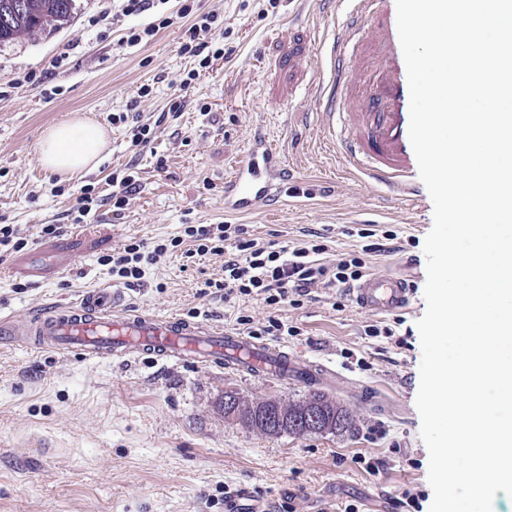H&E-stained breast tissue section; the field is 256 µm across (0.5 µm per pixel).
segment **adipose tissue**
<instances>
[{
	"instance_id": "1",
	"label": "adipose tissue",
	"mask_w": 512,
	"mask_h": 512,
	"mask_svg": "<svg viewBox=\"0 0 512 512\" xmlns=\"http://www.w3.org/2000/svg\"><path fill=\"white\" fill-rule=\"evenodd\" d=\"M107 146L108 134L101 124L75 115L45 129L37 156L49 172L71 176L97 166Z\"/></svg>"
}]
</instances>
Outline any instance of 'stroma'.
Listing matches in <instances>:
<instances>
[{
  "label": "stroma",
  "instance_id": "35a3bbf8",
  "mask_svg": "<svg viewBox=\"0 0 512 512\" xmlns=\"http://www.w3.org/2000/svg\"><path fill=\"white\" fill-rule=\"evenodd\" d=\"M216 11L230 55L194 82L177 120L145 151L133 152L127 126L113 115L136 109L155 120L177 97L176 84L197 61L184 55L172 26L134 47L117 48L123 29L142 27L181 5ZM115 0H75L67 21L0 45V223L35 231L59 224L47 249L69 253V270L50 278L9 271L0 260V316L28 319L90 288L111 287L102 260L131 239L180 235L187 224L247 225L262 242L293 246L305 231L325 234L333 253L365 254L371 271L409 281L407 311L357 309L333 288H316L281 317L296 336L255 335L309 361L328 397L358 419L353 436L263 435L225 418L224 393L250 401L298 399L300 381L240 374L195 361L125 360L44 351L29 343L0 347V512H224L226 497L248 492L264 512H406L415 497L429 512V456L416 408L422 350L417 321L426 311L425 238L433 206L410 210L384 187L342 168L322 139L316 115L288 116L318 62L316 0H165L112 23ZM150 87L140 96L141 87ZM207 111H200V104ZM85 114L107 128L109 151L93 171L68 178L45 170L36 153L46 127ZM262 123L302 197H281L249 214L224 210V179ZM136 164L140 187L121 214L104 205L75 222L84 186L108 197L112 172ZM57 184L59 196L47 193ZM393 230L386 251L366 253L360 229ZM224 259L171 252L149 266L141 286L125 289L132 313L197 319L239 330V317L262 322V301L202 294L224 277ZM375 324L388 336H368ZM379 461L367 472L360 457Z\"/></svg>",
  "mask_w": 512,
  "mask_h": 512
}]
</instances>
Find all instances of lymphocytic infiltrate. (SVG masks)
Here are the masks:
<instances>
[{
  "label": "lymphocytic infiltrate",
  "instance_id": "f902f5d3",
  "mask_svg": "<svg viewBox=\"0 0 512 512\" xmlns=\"http://www.w3.org/2000/svg\"><path fill=\"white\" fill-rule=\"evenodd\" d=\"M190 19L188 39L181 53L194 57L199 67H209L214 58L223 56L224 30L217 24L218 15L208 12L192 16L190 6L177 14L162 17L144 28H129L118 44L133 47L152 37L159 29ZM184 249L186 257L213 255L224 259V278L214 281V288L224 291L225 299L253 296L270 308L299 306L302 298L315 288H347L367 273V263L355 252L337 256L335 262H324L328 251L325 237L310 232L300 245L288 248L262 243L252 238L245 225L188 224L181 235L167 240L146 242L134 240L106 257L112 283L133 288L140 284L147 266L175 249Z\"/></svg>",
  "mask_w": 512,
  "mask_h": 512
}]
</instances>
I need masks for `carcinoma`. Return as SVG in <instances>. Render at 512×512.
Segmentation results:
<instances>
[{"label": "carcinoma", "instance_id": "cac0c4a2", "mask_svg": "<svg viewBox=\"0 0 512 512\" xmlns=\"http://www.w3.org/2000/svg\"><path fill=\"white\" fill-rule=\"evenodd\" d=\"M74 0H0V44L14 42L26 35L41 29L45 23L61 21L71 16ZM309 393L294 400L266 399L256 403L258 410L270 409L279 411L292 419L302 416L309 406H319L323 414L330 420L328 432L338 435L351 434L357 427V419L353 412L332 399L324 392L315 388L319 380L309 375L307 380ZM239 422L246 428L261 434L277 436L283 433L308 435L310 431L302 425L291 429L270 427L255 421L250 412L241 415Z\"/></svg>", "mask_w": 512, "mask_h": 512}]
</instances>
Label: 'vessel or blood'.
I'll return each instance as SVG.
<instances>
[{
	"label": "vessel or blood",
	"mask_w": 512,
	"mask_h": 512,
	"mask_svg": "<svg viewBox=\"0 0 512 512\" xmlns=\"http://www.w3.org/2000/svg\"><path fill=\"white\" fill-rule=\"evenodd\" d=\"M391 0H320L317 24L326 60L309 87L322 134L346 169L364 181L382 183L406 201H420L409 140L410 94ZM286 167L263 130L224 180V209L254 211L279 197ZM361 310L395 313L407 309L411 290L404 279L368 274L350 288ZM122 296L102 288L80 303L42 312L23 327L0 319L1 336H27L38 348L86 357L123 358L148 353L172 360L219 364L239 373L305 378L309 364L288 352L256 344L239 333L192 324L176 317L120 312Z\"/></svg>",
	"instance_id": "vessel-or-blood-1"
}]
</instances>
